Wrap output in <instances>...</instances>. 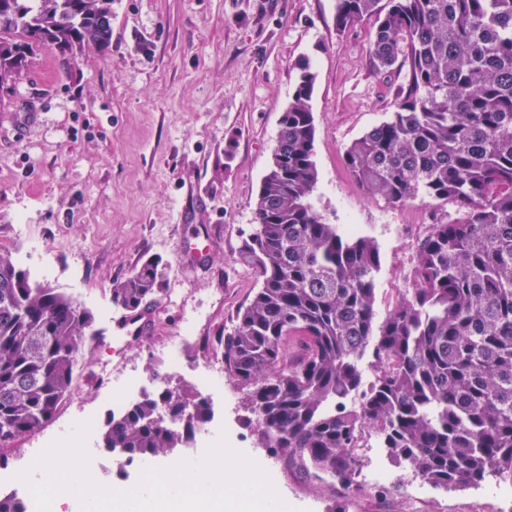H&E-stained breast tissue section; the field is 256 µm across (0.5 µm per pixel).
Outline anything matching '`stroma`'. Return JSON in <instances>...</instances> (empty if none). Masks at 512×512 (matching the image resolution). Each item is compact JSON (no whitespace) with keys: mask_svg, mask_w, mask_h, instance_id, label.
Returning <instances> with one entry per match:
<instances>
[{"mask_svg":"<svg viewBox=\"0 0 512 512\" xmlns=\"http://www.w3.org/2000/svg\"><path fill=\"white\" fill-rule=\"evenodd\" d=\"M107 51L38 57L0 108V249L36 280L92 313L100 343L81 347L80 380L44 435L71 434L79 412L104 418L113 373L147 376L157 348L180 344L171 385L227 404L223 428L239 452L266 449L244 419L234 382L201 388L197 337L232 327L258 288L238 252L254 230V207L293 97L296 65L317 76L310 101L318 184L311 201L326 223L380 248L375 310L385 318L408 288L414 247L430 225L459 218L455 203L404 205L367 195L344 165L348 146L389 119L407 78L370 58L372 21L336 29V0H112ZM205 247L203 261L188 253ZM150 257L168 267L150 330L114 340L112 283ZM378 456L384 473L352 490L277 467L281 498L300 512H512V484L441 489Z\"/></svg>","mask_w":512,"mask_h":512,"instance_id":"stroma-1","label":"stroma"}]
</instances>
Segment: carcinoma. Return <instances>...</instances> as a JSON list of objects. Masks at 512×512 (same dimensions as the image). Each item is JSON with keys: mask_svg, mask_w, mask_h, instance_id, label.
Returning <instances> with one entry per match:
<instances>
[{"mask_svg": "<svg viewBox=\"0 0 512 512\" xmlns=\"http://www.w3.org/2000/svg\"><path fill=\"white\" fill-rule=\"evenodd\" d=\"M380 2L336 0V30L376 17L373 64L407 68V91L345 165L371 196L453 202L463 215L431 226L405 295L376 322L377 243L325 223L311 202L316 74L300 63L240 250L260 286L212 345L248 390L258 445L289 468L347 476L358 434L374 426L393 460L436 487L512 482V0ZM111 16L112 0H0V91L47 50L106 49ZM165 279L149 258L113 282L112 303L143 311ZM92 326L89 311L0 250V468L71 397ZM209 415L208 400L167 386L109 412L99 445L166 457ZM0 512L30 507L0 492Z\"/></svg>", "mask_w": 512, "mask_h": 512, "instance_id": "1", "label": "carcinoma"}]
</instances>
